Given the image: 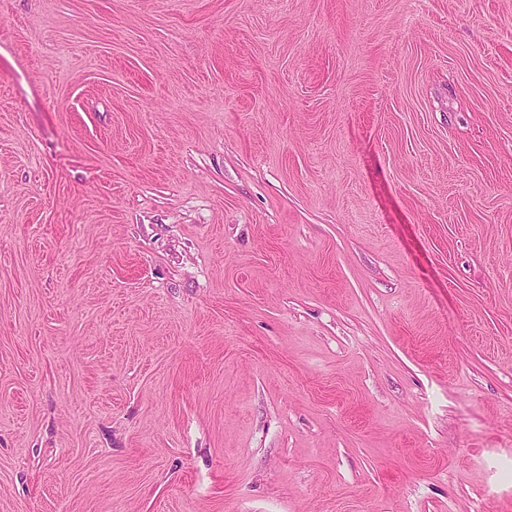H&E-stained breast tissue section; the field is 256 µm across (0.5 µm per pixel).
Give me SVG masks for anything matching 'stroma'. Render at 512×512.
<instances>
[{"mask_svg": "<svg viewBox=\"0 0 512 512\" xmlns=\"http://www.w3.org/2000/svg\"><path fill=\"white\" fill-rule=\"evenodd\" d=\"M0 512H512V0H0Z\"/></svg>", "mask_w": 512, "mask_h": 512, "instance_id": "1", "label": "stroma"}]
</instances>
